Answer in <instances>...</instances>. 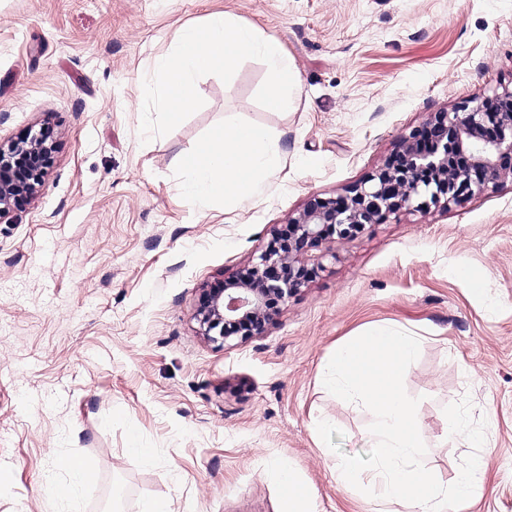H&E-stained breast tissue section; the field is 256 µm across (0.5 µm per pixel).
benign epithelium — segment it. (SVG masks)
<instances>
[{
	"mask_svg": "<svg viewBox=\"0 0 512 512\" xmlns=\"http://www.w3.org/2000/svg\"><path fill=\"white\" fill-rule=\"evenodd\" d=\"M472 103L468 112L426 114L369 180L340 198L311 197L288 219V234L259 255L245 278L200 289L194 319L201 335L221 345L234 336L263 335L279 306L322 269L311 262V251L327 239L341 243L402 211L446 209L512 180V85ZM53 151L46 126L0 146V218L43 186Z\"/></svg>",
	"mask_w": 512,
	"mask_h": 512,
	"instance_id": "obj_1",
	"label": "benign epithelium"
}]
</instances>
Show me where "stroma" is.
Returning <instances> with one entry per match:
<instances>
[{
	"instance_id": "obj_1",
	"label": "stroma",
	"mask_w": 512,
	"mask_h": 512,
	"mask_svg": "<svg viewBox=\"0 0 512 512\" xmlns=\"http://www.w3.org/2000/svg\"><path fill=\"white\" fill-rule=\"evenodd\" d=\"M218 12L282 44L292 110H266L251 54L201 71L176 121L155 110L153 59ZM511 80L512 0H0V144L43 125L55 144L42 190L0 220V512H62L74 457L92 466L75 512H281V462L315 512H406L332 473L369 451L372 418L323 375L380 326L420 338L404 386L442 479L468 454L436 445L445 406L470 398L487 422L459 512H512V181L323 244L263 336L220 346L194 319L201 287L239 276L311 195H345L425 113ZM239 121L281 136V171L237 205L192 201L181 158Z\"/></svg>"
}]
</instances>
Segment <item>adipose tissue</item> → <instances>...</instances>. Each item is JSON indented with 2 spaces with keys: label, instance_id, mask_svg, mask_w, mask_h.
<instances>
[{
  "label": "adipose tissue",
  "instance_id": "ef3b65f1",
  "mask_svg": "<svg viewBox=\"0 0 512 512\" xmlns=\"http://www.w3.org/2000/svg\"><path fill=\"white\" fill-rule=\"evenodd\" d=\"M260 57L266 64L271 89L266 105L285 112L297 101V80L281 43L262 37L255 29L230 15H212L204 27L182 30L173 56L154 62L155 80L145 81L146 94L157 95L160 109L175 117L194 101L196 75L206 68L229 69L242 53ZM280 139L267 129L250 124L227 125L182 160L191 179L182 187L196 201L221 196L239 201L276 176L282 167Z\"/></svg>",
  "mask_w": 512,
  "mask_h": 512
}]
</instances>
